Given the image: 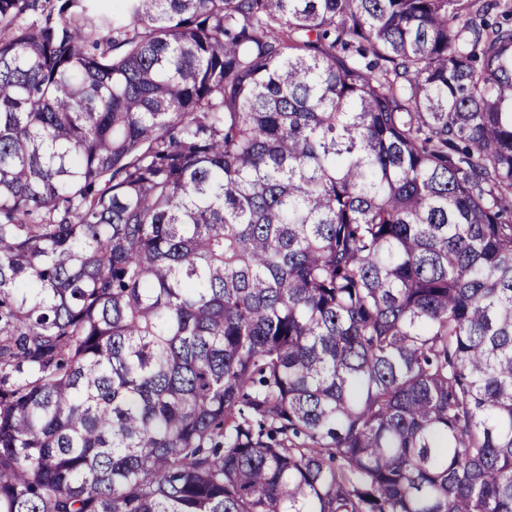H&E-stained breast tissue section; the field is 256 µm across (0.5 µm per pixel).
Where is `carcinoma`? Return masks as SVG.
Instances as JSON below:
<instances>
[{"label":"carcinoma","instance_id":"carcinoma-1","mask_svg":"<svg viewBox=\"0 0 512 512\" xmlns=\"http://www.w3.org/2000/svg\"><path fill=\"white\" fill-rule=\"evenodd\" d=\"M0 0V512H512V7Z\"/></svg>","mask_w":512,"mask_h":512}]
</instances>
